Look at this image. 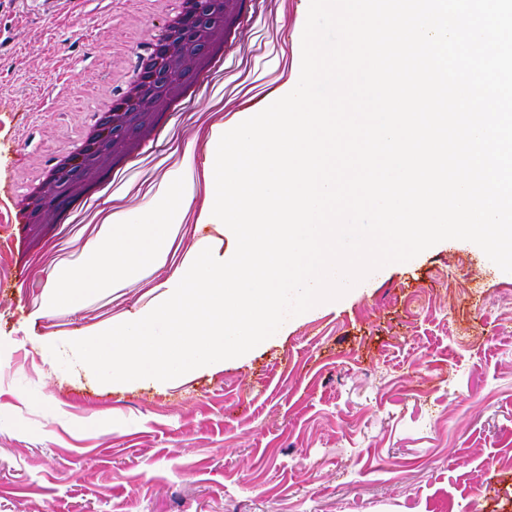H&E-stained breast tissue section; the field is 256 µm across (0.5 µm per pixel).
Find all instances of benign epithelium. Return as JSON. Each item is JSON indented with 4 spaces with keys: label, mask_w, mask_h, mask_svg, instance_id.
<instances>
[{
    "label": "benign epithelium",
    "mask_w": 512,
    "mask_h": 512,
    "mask_svg": "<svg viewBox=\"0 0 512 512\" xmlns=\"http://www.w3.org/2000/svg\"><path fill=\"white\" fill-rule=\"evenodd\" d=\"M211 11L209 0H197L196 14L178 32L165 35L168 50L164 52V59L149 71V79L173 88L178 82L193 77L201 54L221 30L213 23ZM161 105L159 98L135 90L114 103L112 111L102 113L97 132L85 146L84 154L73 157L32 198L30 206L40 214L42 222H48L59 208V184H65L70 195L77 194L90 183L96 169L110 165L113 153L123 147L125 138L139 124L147 122Z\"/></svg>",
    "instance_id": "7a95c632"
}]
</instances>
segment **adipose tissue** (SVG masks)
Masks as SVG:
<instances>
[{
  "instance_id": "ef3b65f1",
  "label": "adipose tissue",
  "mask_w": 512,
  "mask_h": 512,
  "mask_svg": "<svg viewBox=\"0 0 512 512\" xmlns=\"http://www.w3.org/2000/svg\"><path fill=\"white\" fill-rule=\"evenodd\" d=\"M186 214V209L173 211L166 207L155 222L123 224L110 207H102L97 215L103 230L96 237L95 249L80 266L56 265L53 299L77 311L87 297L99 293L103 286L118 284L139 268L164 263L174 243V223L184 220Z\"/></svg>"
}]
</instances>
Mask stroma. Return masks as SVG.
Wrapping results in <instances>:
<instances>
[{
  "mask_svg": "<svg viewBox=\"0 0 512 512\" xmlns=\"http://www.w3.org/2000/svg\"><path fill=\"white\" fill-rule=\"evenodd\" d=\"M221 71L167 113L136 161L107 179L147 218L191 205L206 129L233 86L299 78L309 0H246ZM156 0H72L23 12L0 0V512H512V274L463 240L392 264L223 369L164 390L67 376L46 346L156 301L168 266L86 299L49 303L57 263L82 264L95 187L28 237L20 205L49 156L99 119ZM173 260L233 234L185 223Z\"/></svg>",
  "mask_w": 512,
  "mask_h": 512,
  "instance_id": "35a3bbf8",
  "label": "stroma"
}]
</instances>
